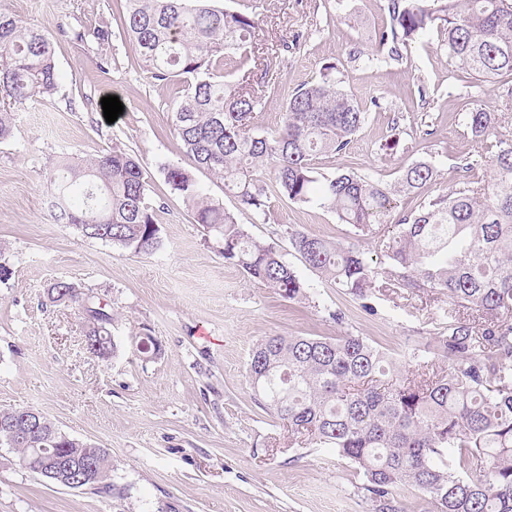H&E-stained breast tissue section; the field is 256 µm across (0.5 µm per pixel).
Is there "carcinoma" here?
I'll list each match as a JSON object with an SVG mask.
<instances>
[{
	"mask_svg": "<svg viewBox=\"0 0 512 512\" xmlns=\"http://www.w3.org/2000/svg\"><path fill=\"white\" fill-rule=\"evenodd\" d=\"M214 0H128L124 32L140 50L138 65L159 82L187 84L175 126L200 169L222 179L245 209L266 213L261 174L273 164L277 192L297 204L336 213L357 235L388 222L393 193L355 174L321 176L319 155L345 151L368 108L336 77V66L298 86L274 133L252 132L263 90L252 85L256 56L248 50L256 14ZM389 24L363 53L377 65L403 60L402 49L436 29L451 64L483 78L512 75V0H388ZM239 55L242 84L230 88L217 69ZM58 73L51 43L35 27L0 13V139L11 132L14 105L51 95ZM477 150L461 169L491 166L490 181L473 180L396 221L386 245L395 271L379 284L366 253L295 230L292 248L345 294L366 300L384 288H429L457 311L434 345L409 353L414 370L392 372L385 352L361 336L272 335L252 347L249 375L264 409L303 445L326 446L362 476L375 512H399L400 492L418 490L435 512H512V139L501 115L477 106L466 113ZM165 180L191 203L195 223L222 240L224 262L239 267L288 301L305 287L276 246L251 239L218 199L203 196L191 172L172 165ZM425 162L404 170L412 191L436 177ZM57 221L85 224L83 235L136 255L159 245L157 209L139 162L114 148L84 166L63 163L50 176ZM469 310L472 318L461 316ZM440 360L448 367L434 366ZM17 410L0 411V438L29 471L41 444L11 432ZM53 449L103 470L105 449L69 440Z\"/></svg>",
	"mask_w": 512,
	"mask_h": 512,
	"instance_id": "carcinoma-1",
	"label": "carcinoma"
}]
</instances>
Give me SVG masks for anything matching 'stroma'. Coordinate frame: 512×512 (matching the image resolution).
Returning <instances> with one entry per match:
<instances>
[{"instance_id": "stroma-1", "label": "stroma", "mask_w": 512, "mask_h": 512, "mask_svg": "<svg viewBox=\"0 0 512 512\" xmlns=\"http://www.w3.org/2000/svg\"><path fill=\"white\" fill-rule=\"evenodd\" d=\"M221 7L255 6L262 44L280 36L281 52L265 79L267 93L252 123L257 133L280 126L288 95L335 64L347 91L371 103L368 119L346 152L317 161L325 174L352 171L395 188L392 218L462 187L489 179V168L465 173L460 158L474 148L464 125L476 105L501 111L498 85L450 66L438 32L404 49L402 62L370 67L353 59L389 16L387 0H219ZM8 13L42 30L54 46L58 89L14 108L11 137L0 140V410L28 408L67 436L104 448L114 482L128 495L125 512H371L360 477L326 447H299L288 428L257 402L248 355L271 335L336 337L352 333L388 354L396 370L406 354L438 334L446 295L401 288L374 293L369 306L345 294L292 249L287 229L368 253L379 278L393 262L380 240L356 238L326 209L295 204L269 190L265 215L240 207L235 195L197 169L174 126L179 84H164L138 65L125 36L126 0H0ZM109 30L107 41L81 31ZM118 97L114 123L101 100ZM119 147L136 155L158 208L160 244L150 255L83 237L59 223L48 205L49 176L61 158L87 162ZM427 162L438 171L423 189L396 186L405 168ZM192 171L200 192L220 199L252 238L274 244L305 284L288 301L227 264L214 237L193 219L163 168ZM64 280L111 313L115 355L91 357L77 309L48 301L45 290ZM152 336L162 349L150 358L135 339ZM0 512H115L111 496L51 483L0 447Z\"/></svg>"}]
</instances>
